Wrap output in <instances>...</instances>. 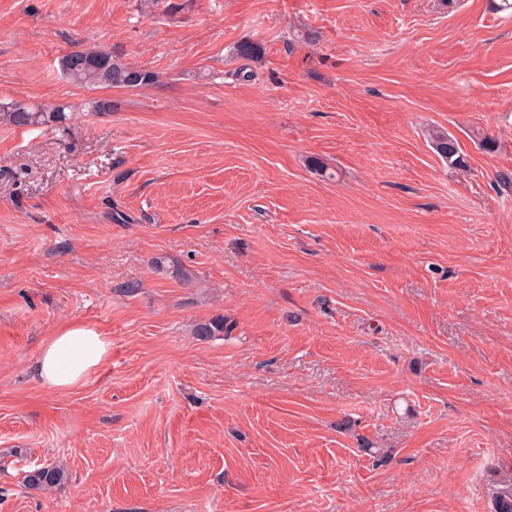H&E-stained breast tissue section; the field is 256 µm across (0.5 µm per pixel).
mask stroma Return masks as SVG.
Masks as SVG:
<instances>
[{
    "mask_svg": "<svg viewBox=\"0 0 512 512\" xmlns=\"http://www.w3.org/2000/svg\"><path fill=\"white\" fill-rule=\"evenodd\" d=\"M499 2L0 0V100L80 115L0 124V512H493L512 485ZM93 46L156 83L68 82L59 57ZM72 325L110 356L41 387ZM50 463L64 491L24 487ZM431 140L435 151L448 162V166L459 170L468 169V162L453 135L446 131H434L431 134ZM110 347L107 338L93 328H66L41 347L33 365V376L45 388L70 390L82 384L108 359Z\"/></svg>",
    "mask_w": 512,
    "mask_h": 512,
    "instance_id": "obj_1",
    "label": "stroma"
}]
</instances>
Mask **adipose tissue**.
Wrapping results in <instances>:
<instances>
[{"mask_svg":"<svg viewBox=\"0 0 512 512\" xmlns=\"http://www.w3.org/2000/svg\"><path fill=\"white\" fill-rule=\"evenodd\" d=\"M109 355V341L95 329L70 327L44 343L33 376L45 388L66 391L82 384Z\"/></svg>","mask_w":512,"mask_h":512,"instance_id":"ef3b65f1","label":"adipose tissue"}]
</instances>
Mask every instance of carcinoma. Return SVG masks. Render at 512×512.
<instances>
[{
	"mask_svg": "<svg viewBox=\"0 0 512 512\" xmlns=\"http://www.w3.org/2000/svg\"><path fill=\"white\" fill-rule=\"evenodd\" d=\"M61 74L69 81L92 88H143L156 82L154 72L133 66L121 56L101 48H83L63 54L58 61ZM76 119L65 105H36L22 101H0V123L14 127L64 126ZM432 145L448 166L468 169L457 139L446 131L431 134ZM68 482L64 468L48 464L27 475L29 488L40 491L63 489Z\"/></svg>",
	"mask_w": 512,
	"mask_h": 512,
	"instance_id": "carcinoma-1",
	"label": "carcinoma"
}]
</instances>
